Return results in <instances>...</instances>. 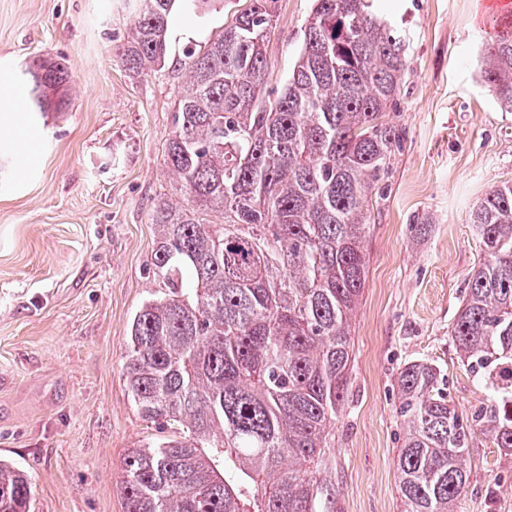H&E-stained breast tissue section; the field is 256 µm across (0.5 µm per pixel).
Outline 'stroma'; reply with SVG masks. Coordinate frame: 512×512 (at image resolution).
Returning a JSON list of instances; mask_svg holds the SVG:
<instances>
[{"label":"stroma","mask_w":512,"mask_h":512,"mask_svg":"<svg viewBox=\"0 0 512 512\" xmlns=\"http://www.w3.org/2000/svg\"><path fill=\"white\" fill-rule=\"evenodd\" d=\"M246 0H213L174 24L164 72L118 61L126 0H0V114L24 63L52 57L72 79L66 111L0 126V459L31 478L30 512H123L130 448L159 438L125 385L132 318L152 288L151 213L174 193L164 163L187 85L182 49L218 35ZM313 0H279L268 82L284 87ZM413 71L388 113L400 133L372 191L368 272L352 318L350 401L336 422V512H400L401 368L437 365L449 400L472 414L488 393L450 330L484 258L471 212L512 181V112L477 69L500 17L491 0H389ZM456 512H512V455L471 444Z\"/></svg>","instance_id":"35a3bbf8"}]
</instances>
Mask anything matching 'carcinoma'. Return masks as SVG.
<instances>
[{
    "label": "carcinoma",
    "mask_w": 512,
    "mask_h": 512,
    "mask_svg": "<svg viewBox=\"0 0 512 512\" xmlns=\"http://www.w3.org/2000/svg\"><path fill=\"white\" fill-rule=\"evenodd\" d=\"M214 40L184 49L165 163L184 201L154 206L149 291L130 326L128 394L142 419L183 430L131 448L125 512H336L330 452L353 361L351 319L368 268L372 189L399 141L385 120L410 72L404 37L377 0H314L281 95L267 101L265 44L278 0H250ZM119 62L165 70L168 31L211 0H129ZM32 111L69 105L64 63L43 60ZM479 77L512 112V18L493 26ZM219 211L224 222L204 215ZM483 246L451 330L488 390L470 416L441 370L399 376L401 512H455L476 432L512 454V184L471 214ZM27 474L0 461V512H30Z\"/></svg>",
    "instance_id": "1"
}]
</instances>
